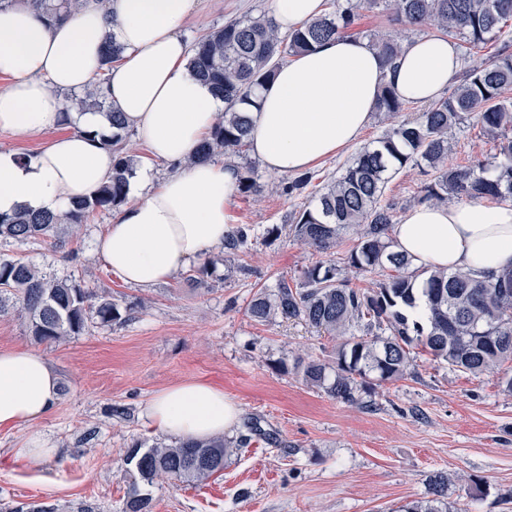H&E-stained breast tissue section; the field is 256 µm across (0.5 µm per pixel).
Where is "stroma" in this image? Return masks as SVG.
<instances>
[{
  "label": "stroma",
  "instance_id": "stroma-1",
  "mask_svg": "<svg viewBox=\"0 0 512 512\" xmlns=\"http://www.w3.org/2000/svg\"><path fill=\"white\" fill-rule=\"evenodd\" d=\"M273 4L203 0L183 37L192 43L225 22L272 16ZM376 31L407 41L429 28L407 26L382 7L360 13L350 29L361 38ZM385 128L373 116L357 144L313 167L311 184L296 196L282 191L285 176L269 173L256 157L236 159L262 190L236 194L231 223L248 226V240L234 255L211 251L215 265L203 290L181 271L151 288L112 274L95 241L116 218L113 210L90 214L61 249L46 239L1 240V255L112 298L122 318L39 344L17 313L0 316V352L37 349L60 384L57 403L37 427L0 431V500L46 501L58 512L87 505L121 512L130 485L127 448L171 441L149 427V400L173 385L204 381L222 387L240 410L225 440L244 434L250 440L206 485L155 480L153 512H397L425 497L439 472L448 477L450 512H512V393L505 389L511 362L471 374L420 356L404 378L351 404L309 388L294 368L300 357L335 360L334 341L301 320L261 324L246 311L255 292L297 278L318 261V253L288 234V224ZM499 144L497 135L465 120L448 134V162L492 158ZM428 180L410 165L388 182L384 199L396 217L413 207ZM274 226L279 235H269ZM116 405L124 416L110 415ZM35 430L53 446L41 460L18 453Z\"/></svg>",
  "mask_w": 512,
  "mask_h": 512
}]
</instances>
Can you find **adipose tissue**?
<instances>
[{
	"label": "adipose tissue",
	"instance_id": "obj_1",
	"mask_svg": "<svg viewBox=\"0 0 512 512\" xmlns=\"http://www.w3.org/2000/svg\"><path fill=\"white\" fill-rule=\"evenodd\" d=\"M199 2L80 0L54 22L26 0L0 10V76L10 81L0 91V131L60 132L31 156L0 150V214H58L107 181L114 158L110 121L100 112L65 108L66 96L97 83L150 159L178 167L156 187L135 193L96 244L113 274L139 288L170 279L223 245L241 178L233 164L189 160L224 108L188 66L181 27ZM322 2L274 0L277 29L289 32L313 21ZM111 41L123 54L106 65L102 57ZM459 67L456 44L440 34L407 41L392 72L365 39L337 36L296 55L256 88L249 150L270 173L306 170L357 141L384 83L400 98L425 103L447 90ZM73 121L79 128L71 132ZM392 237L415 266L497 272L512 267V203L416 205L393 226ZM58 398V377L42 353H0V429H33L22 455L50 453L34 426ZM238 415L223 389L199 381L161 391L147 409L152 428L183 441L223 436Z\"/></svg>",
	"mask_w": 512,
	"mask_h": 512
}]
</instances>
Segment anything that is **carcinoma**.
I'll use <instances>...</instances> for the list:
<instances>
[{"label":"carcinoma","instance_id":"obj_1","mask_svg":"<svg viewBox=\"0 0 512 512\" xmlns=\"http://www.w3.org/2000/svg\"><path fill=\"white\" fill-rule=\"evenodd\" d=\"M382 2L346 0L343 9L325 13L286 36L269 19L246 17L197 40L190 65L224 100V112L197 148L196 157L209 160L218 152L245 155L255 88L274 76L286 56L312 50L344 32L360 12ZM33 6L57 18L75 9L78 0H33ZM393 6L405 23L460 36L474 48L487 43L500 24L512 18V0H393ZM371 44L385 64L395 65L402 50L399 39L375 33ZM511 89L512 53L506 51L471 68L463 83L412 120L396 121L406 102L389 84L383 85L376 111L389 127L289 224L294 238L322 254L341 245L345 234L355 232V245L346 252L344 265L318 261L297 281L283 279L272 293L258 291L247 305L249 317L257 323L281 315L342 338L334 365L319 359L297 360L306 384L354 403L372 381L403 378L411 356L418 353L473 374L512 361V268L482 275L413 266L395 250L394 208L383 201L390 178L409 163L433 175L416 198L419 204H446L459 197L476 202L511 198L512 98L506 96ZM101 106L108 107L115 128L110 145L117 155L108 182L60 215L22 211L0 216L1 240L52 238L61 248L65 241L56 237L58 225L65 223L74 230L88 212L109 211L126 202L133 166L119 147L127 130L121 113L99 98L77 97L68 103V108L78 111ZM466 116L501 136L499 156L452 167L448 132ZM247 239L248 229L236 227L224 240V250L235 253ZM351 271H377L382 279L375 287L362 289L351 282ZM11 310L28 319L31 334L40 343H56L81 335L91 324L109 326L121 320L112 300L96 297L73 280L42 274L21 259L0 257V315ZM377 330L388 336L379 337ZM230 452L222 438L145 449L133 445L125 455L130 487L122 512H152V497L144 486L163 476L182 484L206 481L224 470ZM445 498V478L436 474L429 478L426 497L406 504L403 512H448Z\"/></svg>","mask_w":512,"mask_h":512}]
</instances>
